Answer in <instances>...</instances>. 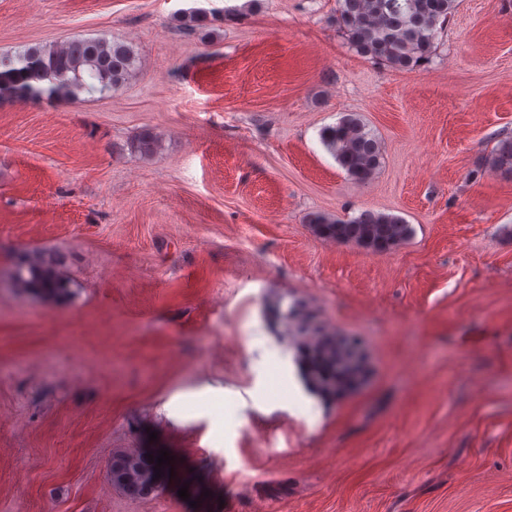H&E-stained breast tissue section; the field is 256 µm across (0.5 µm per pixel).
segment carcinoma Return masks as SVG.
<instances>
[{"mask_svg": "<svg viewBox=\"0 0 512 512\" xmlns=\"http://www.w3.org/2000/svg\"><path fill=\"white\" fill-rule=\"evenodd\" d=\"M338 4L336 20L350 46L364 57L405 71L431 60L437 37L456 8V0H338ZM182 26L202 40L209 36L202 12L185 16ZM135 63L132 47L114 38H76L61 46H30L15 57L0 56V101L73 98L86 89L110 92L121 86ZM39 79L52 83L48 92L30 84ZM320 137L351 179L366 183L376 174L382 159L381 143L359 119L345 116L323 127ZM157 145L158 138L150 129L129 143L131 151L144 155L155 152ZM488 164L512 174V136L497 141ZM309 224L323 239L353 243L374 252L387 251L413 233L401 217L373 210L347 220L316 213ZM18 282L43 299L61 301L69 293L68 282L57 266L40 257L23 262ZM301 359L307 384L325 396L344 397L357 388L363 375L345 338L317 334L302 346ZM154 467L156 462L139 451L118 452L112 456V485L130 497L147 496L154 488Z\"/></svg>", "mask_w": 512, "mask_h": 512, "instance_id": "cac0c4a2", "label": "carcinoma"}]
</instances>
